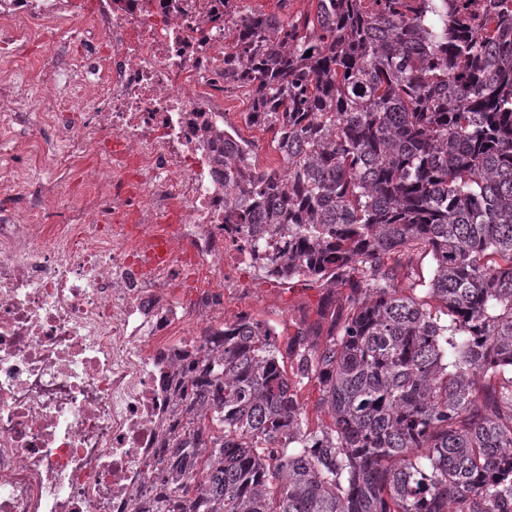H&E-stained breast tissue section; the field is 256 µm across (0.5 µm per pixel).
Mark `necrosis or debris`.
I'll return each instance as SVG.
<instances>
[{
	"instance_id": "obj_1",
	"label": "necrosis or debris",
	"mask_w": 512,
	"mask_h": 512,
	"mask_svg": "<svg viewBox=\"0 0 512 512\" xmlns=\"http://www.w3.org/2000/svg\"><path fill=\"white\" fill-rule=\"evenodd\" d=\"M238 0H0V512H153L180 440L175 380L224 332L223 286L246 261L224 222V26ZM44 111L14 96L24 46ZM99 109H82L87 89ZM81 169L58 185L30 171ZM175 227L217 287L170 302L169 266L145 275V230Z\"/></svg>"
}]
</instances>
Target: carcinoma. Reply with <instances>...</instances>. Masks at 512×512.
Returning a JSON list of instances; mask_svg holds the SVG:
<instances>
[{
    "label": "carcinoma",
    "instance_id": "cac0c4a2",
    "mask_svg": "<svg viewBox=\"0 0 512 512\" xmlns=\"http://www.w3.org/2000/svg\"><path fill=\"white\" fill-rule=\"evenodd\" d=\"M245 15L224 77L285 172L224 132V220L269 278L342 282L326 340L243 315L178 392L181 512H512V0ZM311 55H306L307 51ZM434 261L401 293L397 253ZM316 382L312 428L284 368ZM206 471L190 498L194 468Z\"/></svg>",
    "mask_w": 512,
    "mask_h": 512
}]
</instances>
